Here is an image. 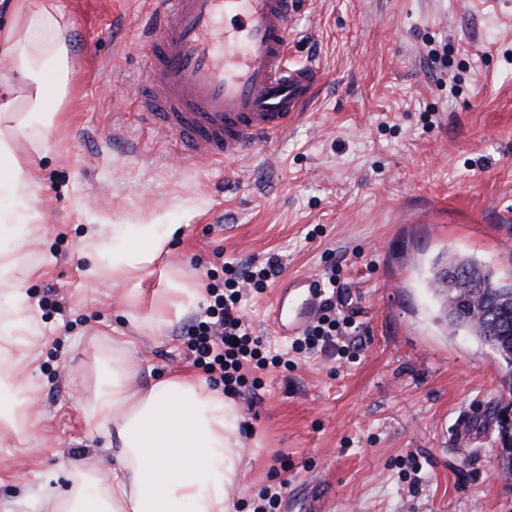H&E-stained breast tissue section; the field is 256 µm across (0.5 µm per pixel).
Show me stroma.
Wrapping results in <instances>:
<instances>
[{
	"mask_svg": "<svg viewBox=\"0 0 512 512\" xmlns=\"http://www.w3.org/2000/svg\"><path fill=\"white\" fill-rule=\"evenodd\" d=\"M76 85L34 169L43 218L24 269L49 343L31 382L41 425L0 440V503L22 484L61 491L74 463L109 458L75 406L112 337H135L138 382L192 368L165 289L222 282L223 261H279L242 312L291 367L234 400L245 430L240 499L280 488L279 512H512L494 415L512 379L477 338L448 331L426 287L448 250L512 278V0H305L290 58L316 62L306 119L240 160L179 155L136 116L147 0H58ZM447 53L431 68L430 50ZM178 224L138 290L82 278L87 224ZM338 267L360 351L298 353L267 322L279 283ZM466 419L464 436L454 433Z\"/></svg>",
	"mask_w": 512,
	"mask_h": 512,
	"instance_id": "stroma-1",
	"label": "stroma"
}]
</instances>
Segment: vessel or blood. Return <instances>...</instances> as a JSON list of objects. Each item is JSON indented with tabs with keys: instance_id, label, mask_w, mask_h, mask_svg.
Listing matches in <instances>:
<instances>
[{
	"instance_id": "1",
	"label": "vessel or blood",
	"mask_w": 512,
	"mask_h": 512,
	"mask_svg": "<svg viewBox=\"0 0 512 512\" xmlns=\"http://www.w3.org/2000/svg\"><path fill=\"white\" fill-rule=\"evenodd\" d=\"M139 115L188 157L237 158L287 131L321 82L316 63L288 62L300 0H149ZM315 275L283 282L267 320L283 337L319 311Z\"/></svg>"
}]
</instances>
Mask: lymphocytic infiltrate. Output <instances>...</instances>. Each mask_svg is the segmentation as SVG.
I'll list each match as a JSON object with an SVG mask.
<instances>
[{
  "label": "lymphocytic infiltrate",
  "instance_id": "f902f5d3",
  "mask_svg": "<svg viewBox=\"0 0 512 512\" xmlns=\"http://www.w3.org/2000/svg\"><path fill=\"white\" fill-rule=\"evenodd\" d=\"M277 271L278 262L273 258L260 267L249 262L225 263L223 285L210 287L212 302L204 317L188 325L185 331L195 365L206 373L220 374L225 395H240L248 387L260 389L259 378L251 379L244 374L245 364L262 370L282 363L281 357L267 355L262 338L251 332L241 313L242 284L262 291ZM352 326L350 318L338 317L335 296H328L319 316L304 331L299 347L303 350L335 349L337 337L345 335Z\"/></svg>",
  "mask_w": 512,
  "mask_h": 512
}]
</instances>
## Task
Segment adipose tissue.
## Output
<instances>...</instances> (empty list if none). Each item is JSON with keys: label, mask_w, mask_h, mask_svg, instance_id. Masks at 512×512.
Here are the masks:
<instances>
[{"label": "adipose tissue", "mask_w": 512, "mask_h": 512, "mask_svg": "<svg viewBox=\"0 0 512 512\" xmlns=\"http://www.w3.org/2000/svg\"><path fill=\"white\" fill-rule=\"evenodd\" d=\"M68 25L55 0H10L0 23V56L17 76L0 83V196L13 200L0 213V276L11 273L34 243V189L30 172L48 153L44 131L67 100ZM176 224L84 227L83 276L139 287L141 275L179 236ZM44 329L30 294L19 283L0 292V436L27 443L39 422L31 413L36 367ZM134 340L116 336L98 357L92 392L77 391L76 404L94 422L112 464H81L68 488L51 494L27 484L22 497L0 512H234L242 485L240 415L223 391L190 372L171 374L147 386L127 352Z\"/></svg>", "instance_id": "1"}]
</instances>
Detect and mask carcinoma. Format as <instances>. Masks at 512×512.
<instances>
[{
  "mask_svg": "<svg viewBox=\"0 0 512 512\" xmlns=\"http://www.w3.org/2000/svg\"><path fill=\"white\" fill-rule=\"evenodd\" d=\"M429 285L450 332L495 344L512 380V283L474 259L454 254L433 263Z\"/></svg>",
  "mask_w": 512,
  "mask_h": 512,
  "instance_id": "carcinoma-1",
  "label": "carcinoma"
}]
</instances>
